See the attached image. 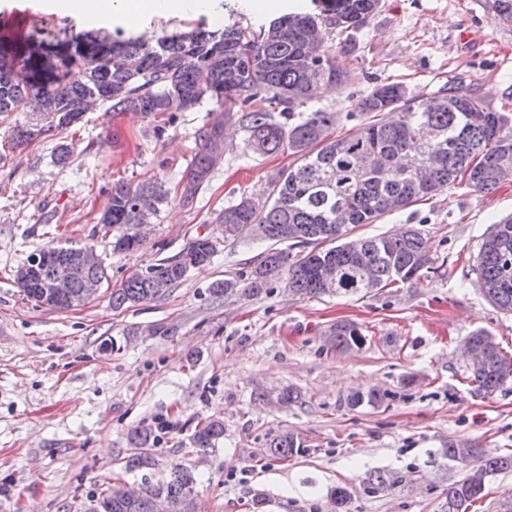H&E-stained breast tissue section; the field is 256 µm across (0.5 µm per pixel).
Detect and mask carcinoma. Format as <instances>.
<instances>
[{"mask_svg": "<svg viewBox=\"0 0 512 512\" xmlns=\"http://www.w3.org/2000/svg\"><path fill=\"white\" fill-rule=\"evenodd\" d=\"M315 12H288L258 27L238 22L221 31L196 27L188 32L112 38L87 31L69 39L28 37L0 41V120L34 98L41 106L39 121L13 130L0 144L6 152L22 148L37 135L62 131L79 122L87 99L105 95L103 103L117 112L156 117L164 112H190L203 101L218 108L200 133L183 184L180 202L188 206L210 181L220 164L224 122L233 119L248 131V146L258 154L289 151L301 164L277 171L265 199L242 196L220 211L215 221L224 240L244 235L271 243L247 275L217 284L220 298L257 297L276 278L300 298L336 295L365 296L396 283L419 281L433 258L428 240L416 229L399 237H350L360 224H374L385 215L428 199L437 192L465 184L473 192L498 187L503 178L499 160L512 152V113L488 106L461 77L448 79L437 91L431 110L418 104L419 95L398 82L376 85L358 102L366 122L353 133L330 139L335 113L313 112L292 121L295 109L318 97L322 87L349 77L352 40L380 7V0H313ZM499 24L512 27V0H489ZM322 28L345 35L338 44H311ZM285 118L281 122L274 112ZM110 204L99 223L117 230L112 252L139 250L144 236L137 228L150 223L168 193L156 182L118 181L109 191ZM316 245L299 258L276 248L282 242ZM88 247H47L16 273L42 282L69 280L72 301L61 308L83 306L84 284L106 278L102 261L88 266ZM217 252L210 236L189 240L174 258L161 259L131 274L112 291L118 310L153 300L180 283L189 269L205 264ZM478 279L484 296L512 313V216L495 225L478 256ZM481 349L482 362L470 366L475 390L491 394L512 381V357L488 334L468 337ZM366 341L358 325L336 324L332 343L338 350L361 347ZM224 435V424L209 420L197 425L192 446L203 450ZM150 435L130 434L136 452L124 458L133 472L151 469L155 460L146 447ZM294 434L274 436L271 455L286 459L296 453ZM466 454V476L448 488V512H468L481 498L489 475L512 469V454L482 458L478 449L456 446L446 456ZM197 478L176 466L168 477L140 487L136 498L124 486L110 484L91 499L98 512H154L158 499L170 512H194ZM348 495L341 487L329 495V512H346Z\"/></svg>", "mask_w": 512, "mask_h": 512, "instance_id": "carcinoma-1", "label": "carcinoma"}]
</instances>
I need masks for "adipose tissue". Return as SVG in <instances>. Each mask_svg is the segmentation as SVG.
I'll return each mask as SVG.
<instances>
[{"label": "adipose tissue", "instance_id": "ef3b65f1", "mask_svg": "<svg viewBox=\"0 0 512 512\" xmlns=\"http://www.w3.org/2000/svg\"><path fill=\"white\" fill-rule=\"evenodd\" d=\"M212 0H52V9L60 14L79 13L87 17L105 18L122 15L127 23H135L145 13L169 16L175 13H205Z\"/></svg>", "mask_w": 512, "mask_h": 512}]
</instances>
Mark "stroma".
<instances>
[{
	"label": "stroma",
	"mask_w": 512,
	"mask_h": 512,
	"mask_svg": "<svg viewBox=\"0 0 512 512\" xmlns=\"http://www.w3.org/2000/svg\"><path fill=\"white\" fill-rule=\"evenodd\" d=\"M235 2L233 16L220 6L145 16L130 27L117 16L56 14L50 0H0V39L92 29L150 38L278 14L258 0ZM355 39L350 81L301 109L335 113L331 138L355 130L356 101L386 81L428 97L457 75L493 109L512 112V27L498 24L487 0H381ZM214 110L206 101L144 118L100 105L75 126L0 155V512H78L108 484L140 485V473L123 468L136 428L150 433L152 479L176 464L195 472L201 512H327L336 487L349 494L348 512H445L449 486L465 476L446 448L512 454V384L476 393L462 349L481 330L512 357V313L484 297L476 273L484 239L512 214V180L488 192L446 189L355 229L358 237L418 229L433 257L418 284L299 298L278 280L260 296L224 300L213 295L216 284L249 272L268 244L222 242L216 213L244 194L266 197L272 175L295 158L254 153L245 127L226 123L220 165L183 205L178 183ZM63 143L71 153L61 165ZM120 179L157 181L169 193L146 243L126 254L113 252L112 233L98 222ZM199 235L220 241L210 263L160 298L113 310L114 288ZM49 244L100 256L108 279L90 303L54 310L24 298L15 272ZM339 321L359 324L361 348L331 344ZM286 389L300 397L284 407L277 396ZM370 391L379 402L354 404ZM214 418L224 422L223 437L193 448L196 426ZM285 431L297 436L298 452L269 456L270 439ZM376 472L385 485L370 481Z\"/></svg>",
	"instance_id": "stroma-1"
}]
</instances>
